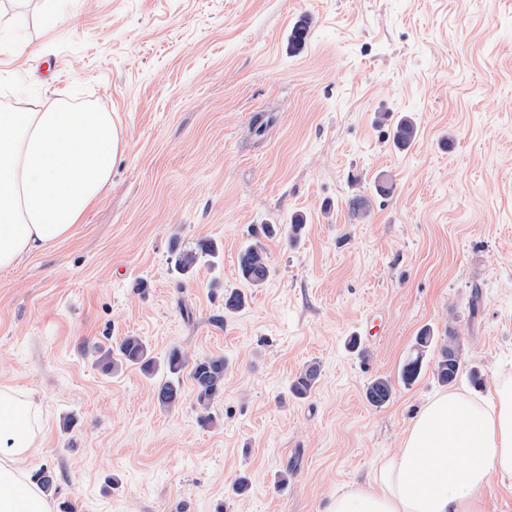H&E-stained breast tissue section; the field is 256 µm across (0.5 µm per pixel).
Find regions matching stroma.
<instances>
[{
    "label": "stroma",
    "instance_id": "35a3bbf8",
    "mask_svg": "<svg viewBox=\"0 0 512 512\" xmlns=\"http://www.w3.org/2000/svg\"><path fill=\"white\" fill-rule=\"evenodd\" d=\"M7 9L24 20L0 26V109L53 97L111 113L127 142L72 234L0 272V383L40 409L25 467L52 474L55 508L329 512L443 392L434 348L401 380L425 327L462 347L453 391L512 383V0ZM383 112L412 119L410 147L393 145ZM296 215L300 240L267 241L271 275L245 286L251 231ZM201 239L219 259L177 277L172 246ZM231 289L247 303L228 315ZM127 336L160 362L224 357L212 423L188 374L168 410L156 378L99 363L97 347ZM313 362L315 389L292 397ZM377 378L394 387L381 407L365 396ZM320 376V365L316 362L308 364L293 379L290 386L292 394L300 399L307 398L319 382Z\"/></svg>",
    "mask_w": 512,
    "mask_h": 512
}]
</instances>
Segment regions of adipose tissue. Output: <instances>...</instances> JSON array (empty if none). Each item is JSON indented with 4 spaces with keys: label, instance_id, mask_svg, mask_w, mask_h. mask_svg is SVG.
<instances>
[{
    "label": "adipose tissue",
    "instance_id": "obj_1",
    "mask_svg": "<svg viewBox=\"0 0 512 512\" xmlns=\"http://www.w3.org/2000/svg\"><path fill=\"white\" fill-rule=\"evenodd\" d=\"M126 141L111 113L55 99L0 112V270L69 237L99 200ZM33 400L0 384V512H54L23 463L41 446ZM512 477V384L486 398H431L370 483L337 490L331 512H485L492 475Z\"/></svg>",
    "mask_w": 512,
    "mask_h": 512
}]
</instances>
